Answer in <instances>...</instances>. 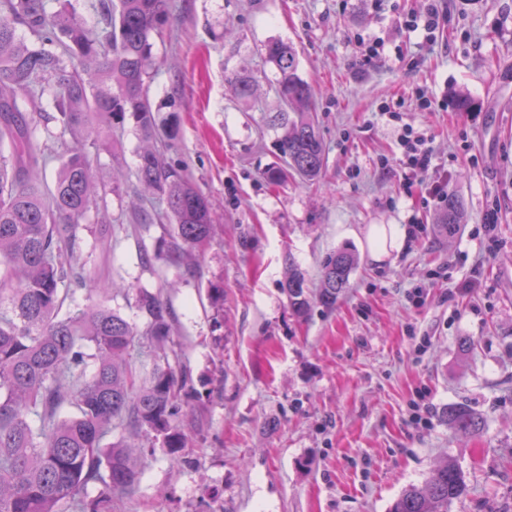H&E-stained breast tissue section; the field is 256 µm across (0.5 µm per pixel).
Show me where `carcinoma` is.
<instances>
[{
    "label": "carcinoma",
    "instance_id": "1",
    "mask_svg": "<svg viewBox=\"0 0 512 512\" xmlns=\"http://www.w3.org/2000/svg\"><path fill=\"white\" fill-rule=\"evenodd\" d=\"M0 0V512H108L112 494L134 486L138 470L121 441L104 447L116 422L129 419L153 435L180 461L186 434L180 423L193 412L196 392L190 375L157 367L147 385L134 392L127 356L137 328L119 312L92 306L63 312L74 288L85 281L73 251L77 230L100 193H117L120 184H100L84 150L91 142L111 147L112 129L132 122L145 143L138 151L136 176L150 203L166 205L176 228L168 255L140 253L141 263L163 258H193L209 239L212 208L164 152L179 134L171 123L158 129L146 95L155 67L156 40L165 37L170 0H99L98 27L90 28L57 0ZM26 29L30 44L18 35ZM266 60L279 74L276 92L286 109L274 117L283 130L279 147L284 165L267 169L272 184L295 172L318 180L325 146L311 107V91L297 74L293 47L271 40ZM48 98L57 123L76 144L57 169L52 185L32 178L46 168L33 108ZM463 203L453 194L444 202L442 224L450 232L461 223ZM357 257L343 249L326 257L321 284L311 296L304 274L293 269L284 290L294 313L304 318L312 303L329 308L349 286ZM146 318V335L159 346L171 335L170 312L161 294L142 288L136 300ZM94 360L93 376L73 372L85 357ZM448 427L477 434L483 420L464 405L448 407ZM102 486L89 498L90 484ZM465 491L462 471L451 461L421 486H411L390 512H448Z\"/></svg>",
    "mask_w": 512,
    "mask_h": 512
}]
</instances>
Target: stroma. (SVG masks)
<instances>
[{"label": "stroma", "instance_id": "1", "mask_svg": "<svg viewBox=\"0 0 512 512\" xmlns=\"http://www.w3.org/2000/svg\"><path fill=\"white\" fill-rule=\"evenodd\" d=\"M173 2L148 97L158 124L179 125L166 158L210 200L211 240L190 265H141L169 236L135 222L138 140L126 130L117 152L89 153L98 181L122 192L80 226L86 284L67 309L119 310L140 332L134 386L155 367L181 368L200 402L183 419L179 464L145 431L114 429L135 444L139 479L110 512H389L448 460L467 483L449 512H512V0H441L449 23L423 49L404 23L430 0ZM271 40L294 46L312 92L326 146L315 185L265 177L281 162ZM364 41L383 52L358 68ZM241 72L255 80L247 98ZM406 125L429 136L431 175L447 173L464 204L454 234L424 184L402 188ZM412 223L416 236L372 259L373 225ZM339 249L358 258L349 288L333 309L297 318L282 289L289 268L318 288ZM104 280L115 293L98 289ZM142 288L171 310L162 358L135 306ZM454 404L481 414L483 430H449Z\"/></svg>", "mask_w": 512, "mask_h": 512}]
</instances>
